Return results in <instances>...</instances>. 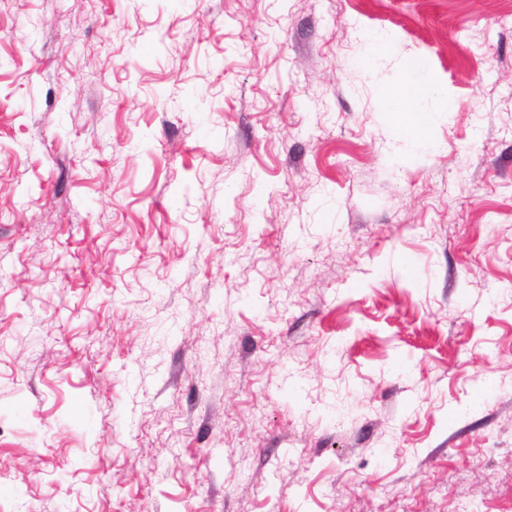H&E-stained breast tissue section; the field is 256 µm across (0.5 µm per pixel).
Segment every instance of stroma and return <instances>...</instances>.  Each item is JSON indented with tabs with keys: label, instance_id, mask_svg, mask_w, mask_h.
I'll list each match as a JSON object with an SVG mask.
<instances>
[{
	"label": "stroma",
	"instance_id": "1",
	"mask_svg": "<svg viewBox=\"0 0 512 512\" xmlns=\"http://www.w3.org/2000/svg\"><path fill=\"white\" fill-rule=\"evenodd\" d=\"M0 512H512V0H0ZM425 78V71L419 61L409 66V73L404 82L387 92L389 112H391L401 134L416 147L426 143V132L432 123V114L419 102L417 89ZM402 115H409L407 122L401 121Z\"/></svg>",
	"mask_w": 512,
	"mask_h": 512
}]
</instances>
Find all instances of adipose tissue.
Returning a JSON list of instances; mask_svg holds the SVG:
<instances>
[{
    "label": "adipose tissue",
    "instance_id": "obj_1",
    "mask_svg": "<svg viewBox=\"0 0 512 512\" xmlns=\"http://www.w3.org/2000/svg\"><path fill=\"white\" fill-rule=\"evenodd\" d=\"M425 77L420 62H413L404 82L387 92L389 110L393 118L399 119L401 134L414 147H422L426 143V132L432 123V115L419 102L417 89Z\"/></svg>",
    "mask_w": 512,
    "mask_h": 512
}]
</instances>
